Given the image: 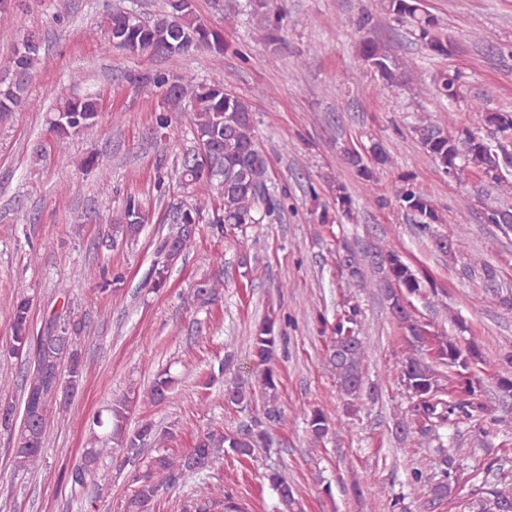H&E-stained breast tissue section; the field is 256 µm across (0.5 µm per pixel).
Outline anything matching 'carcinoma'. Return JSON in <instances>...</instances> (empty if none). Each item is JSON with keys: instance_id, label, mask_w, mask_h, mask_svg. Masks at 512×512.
<instances>
[{"instance_id": "carcinoma-1", "label": "carcinoma", "mask_w": 512, "mask_h": 512, "mask_svg": "<svg viewBox=\"0 0 512 512\" xmlns=\"http://www.w3.org/2000/svg\"><path fill=\"white\" fill-rule=\"evenodd\" d=\"M263 9L259 21L258 38L270 47L284 41L282 16ZM381 9L395 22L409 26L411 35L424 49L438 56L448 55V39L440 31L438 19L422 9L420 0H380ZM105 48L126 50L136 47L140 53H162L169 57L186 54L201 48L219 55L224 53V35L202 23L195 14L192 0H167V10L151 23L134 21L129 13L117 9L103 20ZM41 44L30 33L14 46L10 62L12 74L7 87H0V115L36 107L28 93L29 80L35 67L42 63ZM359 55L365 65L378 76L374 86L378 96L393 83L395 63L373 39L363 35L359 40ZM133 84H149L162 89L163 102L154 112L153 128L159 132L170 127L176 116H186L187 125L196 143L207 148L204 156L187 154L180 160L179 181L192 189L194 202L178 209L173 217L171 232L159 239L157 254L163 261L152 265L146 283L155 291L166 287L169 272L180 258L191 249L197 227L208 225L212 234L223 237L232 229H243L248 224H273L288 205L286 188L269 187L267 160L259 149L254 134V113L250 103L229 91L224 77L219 75L210 83H200L191 73L166 75H131ZM461 75L442 71L433 76L437 94L448 101V112H454L460 97ZM471 112L481 116L479 127H462L450 133L441 123L428 115L419 117L413 133L429 159L457 183H465L470 173H477L495 184L503 197L482 205V221L501 229L512 230V156L500 150V137L512 133V112H489L480 100L468 103ZM98 121V101L93 95L69 98L60 102L48 119L56 137L64 141L92 128ZM347 163L361 179L360 189L372 195L379 206L395 201L415 220L417 235L431 240L439 252L453 256L455 243L434 234L432 225L440 223L437 207L431 197L411 176L400 175L391 182L388 195L375 192L376 179L371 165L391 164L390 155L381 147L372 148L366 159L356 149L346 151ZM333 207L324 206L316 214L320 224H335L341 219H354L353 200L347 187L336 184L332 190ZM149 215L141 201L131 196L126 199L119 223L111 225L112 234L136 237ZM340 257L341 272L357 288L373 283L385 292L392 315L410 344L411 351L401 360L400 381L408 392L412 405L409 413L395 424L397 437L404 440L413 425L421 420L438 427L462 418L471 419L486 410L482 400L480 379L475 369L484 363L479 351L461 347L445 333L430 330L431 324L410 312L404 303L408 295H422L433 287L427 274L413 271L393 247L372 245L366 250L343 246ZM483 271L486 293L499 297V285L493 269L483 260L473 262ZM223 286L221 277L215 276L199 282L194 297L210 303L219 297ZM31 300L18 295L11 305L9 346L16 358L35 354L32 374L22 380L21 408L10 402L0 404V429L12 431L19 426L14 442L13 463L17 471L34 468L41 458L49 424L50 403L74 392L82 378V364L75 348L80 322L63 320L62 334L51 327L36 333L31 319ZM359 309L355 304L336 318L331 326L332 341L327 351L328 365L336 376L341 395L357 400L363 392V362L368 348L360 336ZM251 351L261 390L262 410L250 417L248 423L235 430L210 429L199 436L193 450L180 457L168 453L164 446L169 432L161 431L154 422L130 424L132 401L122 395L112 399L107 419L96 420L98 426L110 429L115 448H90L85 464L72 469L65 476L71 488L82 487L90 467L101 455L120 451L125 460L136 459L152 442L154 455L149 457L145 469L135 472L130 479L131 494L126 512H150L155 498L169 490L194 484L193 498L185 512H248L226 493H217L206 481V471L217 460L223 449L237 456L250 457L256 448L269 440V428L282 420L277 396L275 360L283 343L276 316L268 315L250 337ZM174 380L168 371L157 373L144 392V400L158 404L166 400ZM254 399L253 387L240 380L224 381V402L246 409ZM308 433L315 442L333 430V420L320 409L306 414ZM277 491L284 512H294L293 487L278 471L268 474ZM413 482L427 489L430 503L440 504L450 496L452 488L447 481L432 482L420 468L412 471ZM471 512H512V486L486 482L472 502Z\"/></svg>"}]
</instances>
